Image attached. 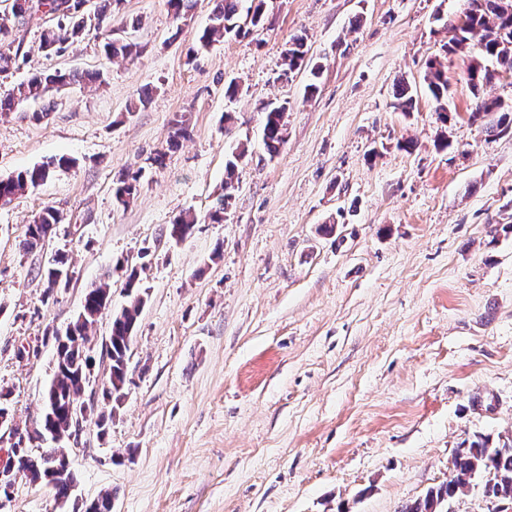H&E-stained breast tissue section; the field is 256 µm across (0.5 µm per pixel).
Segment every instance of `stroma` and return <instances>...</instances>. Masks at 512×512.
I'll use <instances>...</instances> for the list:
<instances>
[{
  "label": "stroma",
  "instance_id": "obj_1",
  "mask_svg": "<svg viewBox=\"0 0 512 512\" xmlns=\"http://www.w3.org/2000/svg\"><path fill=\"white\" fill-rule=\"evenodd\" d=\"M466 6L266 0L261 27L192 56L209 0L179 20L167 0H125L112 28L140 46L132 59L92 36L48 57L39 22L24 27L27 58L0 76V96L34 71L104 81L53 92L38 120L29 104L0 115V177L75 161L0 208V386L13 424L42 412L46 328L65 330L86 289L109 280L111 310L89 332L104 383L112 313L127 303L121 265L140 267L146 294L109 428L87 419L66 443L78 480L67 509L21 481L1 512H83L106 489L112 512H399L447 479L464 441L512 437V234L497 230L512 224V135L470 122L468 59L443 50ZM296 35L319 79L309 68L281 79ZM431 59L448 78V122L424 84ZM401 78L415 91L407 112L393 106ZM272 103L288 107L273 157ZM182 116L187 137L150 166ZM240 141L251 155L216 223ZM140 168L134 201L113 205L118 175ZM47 207L61 223L21 252ZM188 209L199 222L173 242ZM59 251L69 278L49 295L41 272ZM28 344L39 355L19 360ZM285 104L269 105L265 109L263 140L270 156H275L286 140Z\"/></svg>",
  "mask_w": 512,
  "mask_h": 512
}]
</instances>
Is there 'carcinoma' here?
Listing matches in <instances>:
<instances>
[{
    "instance_id": "1",
    "label": "carcinoma",
    "mask_w": 512,
    "mask_h": 512,
    "mask_svg": "<svg viewBox=\"0 0 512 512\" xmlns=\"http://www.w3.org/2000/svg\"><path fill=\"white\" fill-rule=\"evenodd\" d=\"M85 0H11L10 13L18 25L0 22V75L19 68V61L26 60L23 38L19 26L31 21L42 20L45 26L40 34L39 48L49 55H60L68 43L81 41L92 32H100L112 13L121 9L123 0H101L94 16L84 14ZM265 0H212L209 23L198 38V45L207 48L212 43L227 37H239L258 27L264 21ZM464 23L444 45L448 54L473 51L468 67V84L473 90L475 101L469 119L483 121L490 136L512 132V106H505L496 99L479 97L481 87L492 83L499 71L512 73V14L500 11L499 0H467L463 12ZM476 44H471L472 40ZM105 52L112 57L131 58L138 54L139 46L124 39L109 38L104 43ZM306 37L294 36L284 55V69L281 79L308 65ZM99 79V75L56 69L33 73L27 80L17 84L11 92L0 97V112H11L30 101H43L42 112L52 110L53 101L49 92L72 83ZM424 80L438 105V111H448V78L435 60L427 63ZM394 108L408 112L413 107L414 96L411 86L401 82L394 91ZM284 104L270 105L265 109L263 140L270 156H275L286 140ZM40 112V113H42ZM36 112L33 117L40 118ZM248 156V148L240 143L232 149L225 165L224 199L231 197L234 189L233 177L238 165ZM74 160L59 157L29 169L19 171L7 178H0V206L11 202L50 179L58 170L72 167ZM142 171L127 173L119 177L114 190V202L127 207L136 197ZM60 213L48 208L28 225L21 248L31 252L44 242L48 230L61 223ZM198 223L197 216L188 211L180 215L169 227V235L176 241L189 237ZM67 264V256L59 254L53 259L44 277L49 283L46 295H51L50 284H59ZM140 272L133 267L125 271L124 288L129 301L120 311L112 315V329L107 346L110 361L109 375L101 389L102 409L97 415L96 425L106 431L113 413L125 397L127 364L130 344L137 321L144 306L140 285ZM111 299V285L105 281L89 288L76 316L67 327L65 334L53 332L43 336V341L54 340L57 359L55 373L43 394L44 409L33 430L18 432L15 443L18 448L17 471L21 477L34 485L49 488L55 502L66 506L71 498V485L77 478L70 468L67 449L59 443L72 437L67 405L84 395L83 377L90 365L87 348L88 331L103 314L102 303ZM56 446L35 448L32 443L46 440ZM54 461L59 470L49 469ZM482 483L484 493L499 502L512 504V441L492 444L488 435H479L468 445L456 449L448 479L430 488L426 495L401 507L399 512H448V501L470 487L473 481Z\"/></svg>"
}]
</instances>
